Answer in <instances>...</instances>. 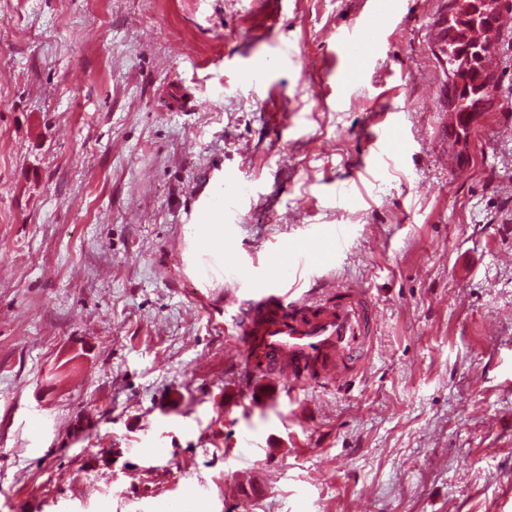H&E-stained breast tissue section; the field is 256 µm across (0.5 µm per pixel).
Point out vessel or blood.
Wrapping results in <instances>:
<instances>
[{"instance_id":"vessel-or-blood-1","label":"vessel or blood","mask_w":512,"mask_h":512,"mask_svg":"<svg viewBox=\"0 0 512 512\" xmlns=\"http://www.w3.org/2000/svg\"><path fill=\"white\" fill-rule=\"evenodd\" d=\"M394 12L395 0H372L353 36L340 38V45L356 41L364 53L376 51ZM232 186V180L223 176L195 192L191 234L202 253L200 278L238 274V288L226 296L224 309L236 319L235 344L247 372L287 381L295 389L346 382L366 357L378 326L368 291L336 288L316 301L293 295L286 282L288 260L280 250L270 253L262 267L263 287H252L251 273L238 267L232 241L223 233L224 206L234 201Z\"/></svg>"}]
</instances>
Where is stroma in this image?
<instances>
[{
    "mask_svg": "<svg viewBox=\"0 0 512 512\" xmlns=\"http://www.w3.org/2000/svg\"><path fill=\"white\" fill-rule=\"evenodd\" d=\"M368 3L0 0V512H512V29L463 122L448 0L354 65ZM211 172L241 261L317 230L296 295L376 302L345 383L246 372L190 264Z\"/></svg>",
    "mask_w": 512,
    "mask_h": 512,
    "instance_id": "1",
    "label": "stroma"
}]
</instances>
